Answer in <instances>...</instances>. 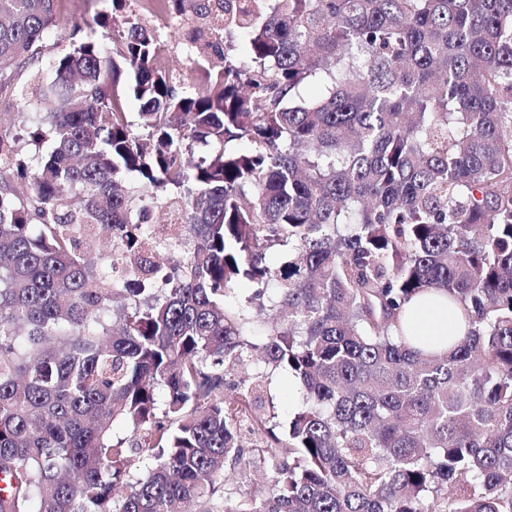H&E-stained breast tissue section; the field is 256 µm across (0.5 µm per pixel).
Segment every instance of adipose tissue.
<instances>
[{"label":"adipose tissue","mask_w":512,"mask_h":512,"mask_svg":"<svg viewBox=\"0 0 512 512\" xmlns=\"http://www.w3.org/2000/svg\"><path fill=\"white\" fill-rule=\"evenodd\" d=\"M416 345L444 350L453 338L467 331L464 315L444 298L427 296L413 300L404 317Z\"/></svg>","instance_id":"adipose-tissue-1"}]
</instances>
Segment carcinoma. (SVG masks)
<instances>
[{
	"mask_svg": "<svg viewBox=\"0 0 512 512\" xmlns=\"http://www.w3.org/2000/svg\"><path fill=\"white\" fill-rule=\"evenodd\" d=\"M110 2L0 0V90L70 41L0 126V512H512V0H155L191 85ZM63 4L65 17L68 22L90 21L98 13L111 9L108 0H59ZM145 18L146 22L150 21L154 23L149 17ZM156 20L159 26L166 25L167 18L166 16L159 10H156ZM155 24V23H154ZM159 29V32L168 40L169 49L166 53V58L168 61L169 68L174 71L175 74H189L191 83L193 81V73L190 71V68L187 66L186 57L183 53V43L185 42L184 33L185 31L181 29V26L175 21L169 22L166 27H159L155 24ZM176 32V34H175ZM41 46L35 51L33 58L29 61L28 64L22 69L19 73V76L16 78L14 90L13 87L9 88L7 91H3L0 96V121L2 122V126L15 124V127L19 128L18 122V89L23 86L29 79L30 75L39 70L42 75H45L46 68L48 66L49 61L57 55L63 54L68 50L67 41L60 42L57 41L56 38H48L43 44H39ZM19 130V129H18ZM403 322L416 345L438 350L448 349L454 337L464 336L467 331L462 311L434 296L413 300ZM269 400L274 406L277 420L286 423L288 418L301 407L303 393L301 387L288 375L274 373L269 379Z\"/></svg>",
	"mask_w": 512,
	"mask_h": 512,
	"instance_id": "obj_1",
	"label": "carcinoma"
}]
</instances>
